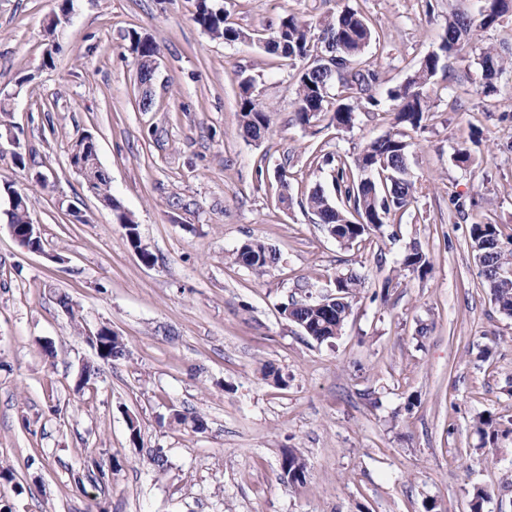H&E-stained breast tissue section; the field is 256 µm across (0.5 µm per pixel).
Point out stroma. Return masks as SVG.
Segmentation results:
<instances>
[{"instance_id": "obj_1", "label": "stroma", "mask_w": 512, "mask_h": 512, "mask_svg": "<svg viewBox=\"0 0 512 512\" xmlns=\"http://www.w3.org/2000/svg\"><path fill=\"white\" fill-rule=\"evenodd\" d=\"M61 2L0 0V98L12 100L0 115V512H470L478 487L483 512H512V317L469 241L480 220L512 234V72L486 95L479 66L489 47L512 50V15L450 58L454 91L440 74L428 86V118L410 133L415 201L348 246L299 204L333 186L313 157L351 158L392 131L388 90L438 50L449 8L475 0H433L430 15L424 0H216L248 35L231 43L194 22L195 0H73L47 67L44 28ZM347 4L384 35L365 54L380 104H359L349 130L300 125L297 70L262 40L286 15L314 21ZM132 30L159 47L147 88ZM246 78L272 110L256 142L240 130ZM87 134L151 263L70 165ZM461 143L471 167L451 159ZM11 188L28 198L43 253L9 231ZM250 239L279 253L264 275L233 261ZM413 244L427 273L400 268ZM349 271L362 287L333 342L281 315ZM102 325L124 357L98 358L85 332ZM87 364L98 378L81 392ZM175 410L204 430L171 422ZM482 415L497 436L480 431ZM287 448L306 459L304 484L280 479ZM94 459L105 478L91 476Z\"/></svg>"}]
</instances>
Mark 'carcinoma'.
Listing matches in <instances>:
<instances>
[{
	"mask_svg": "<svg viewBox=\"0 0 512 512\" xmlns=\"http://www.w3.org/2000/svg\"><path fill=\"white\" fill-rule=\"evenodd\" d=\"M512 13V0H477L475 11L451 10L442 35L439 51L426 54L414 74L405 84L388 91L395 102V125L399 129L367 142L360 152L348 161L339 155H326L323 162L336 170L334 189L339 202H334L326 191L316 186L301 202L316 217V223L325 229L335 228L338 242L352 245L364 240L373 230L386 224L389 215L405 209L415 199L417 187L408 178V158L411 142L406 129L417 130L430 111L426 86L444 69L443 58L463 50L477 31L496 26L501 18ZM194 21L213 39L235 42L242 30L228 24L224 9L213 0H197ZM129 51L137 65L140 83L152 80V64L159 54L157 44L133 30L128 33ZM380 40V31L359 9L344 7L316 22L289 15L280 20L277 29L266 40V51L277 57L300 63L296 74V121L307 126L312 120L330 114V122L350 129L355 121V109L349 104L338 103L332 112L325 110L328 90L340 85L348 94L363 97L376 107L374 96L380 82L375 70L361 69V59L373 41ZM479 65L482 69L483 92L493 93L496 83L512 62L495 48L483 53ZM252 82L241 83L240 127L243 133L255 138L269 129L270 110L251 93ZM89 175L98 198L117 212L121 224H132L131 214L121 210L112 198L111 181L105 169H90ZM21 203L8 211L12 224H26L30 219L27 198L19 195ZM471 247L481 268L488 288L499 309L512 315V282L505 284L498 278V271L512 270V250L501 244L499 225L473 223L470 229ZM277 253L263 241L253 239L240 245L235 252V263L260 276L276 263ZM403 268L424 272L429 266L427 255L412 246L402 260ZM333 287L335 301L325 307L318 301L291 302L288 304V321L306 327L305 334L322 343L336 338L348 318L352 300L361 287L360 278L353 274H339ZM97 355L104 361L119 359L125 354L124 342L107 336L91 342ZM306 464L296 448L283 451L281 479L288 485H301L305 481Z\"/></svg>",
	"mask_w": 512,
	"mask_h": 512,
	"instance_id": "carcinoma-1",
	"label": "carcinoma"
}]
</instances>
